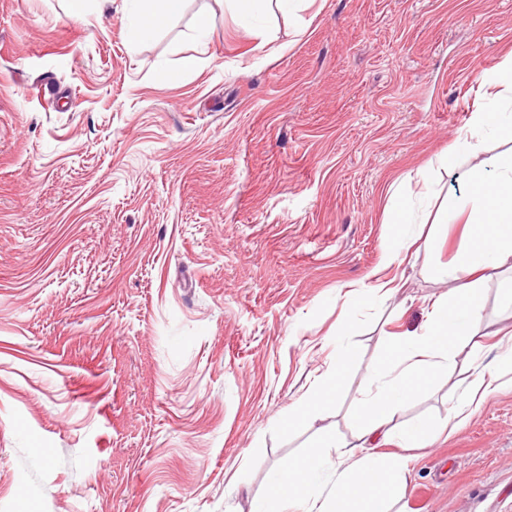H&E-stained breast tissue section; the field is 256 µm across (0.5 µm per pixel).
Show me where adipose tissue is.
Returning a JSON list of instances; mask_svg holds the SVG:
<instances>
[{
  "label": "adipose tissue",
  "mask_w": 512,
  "mask_h": 512,
  "mask_svg": "<svg viewBox=\"0 0 512 512\" xmlns=\"http://www.w3.org/2000/svg\"><path fill=\"white\" fill-rule=\"evenodd\" d=\"M135 2L137 11L125 30L132 42L145 43L166 21L182 14L187 0ZM226 2L240 25L257 32L266 15L277 11L293 17L311 0ZM488 130L511 131L512 113H475L470 127L459 133L458 147L479 151L482 135ZM457 192L461 206L445 210L442 221H465L467 232L457 247L452 269L440 272L454 285L430 302L422 332L391 335L387 357L363 381V399L356 412L361 438L366 443L381 437L394 440L397 453L378 456L361 455L353 448L339 450L343 463L334 467L323 451L337 448L338 441L334 433H326L320 450L291 462L270 480L255 512H391L399 500L403 478L413 461L412 449L428 445L433 436L421 426L398 429L395 418L416 393L454 367L463 351L482 349L480 284L485 272L512 262V165L503 167L492 180L484 170H471L463 176ZM511 372L510 345L499 353L494 370L474 376L449 411L445 430H458L500 389L504 374Z\"/></svg>",
  "instance_id": "ef3b65f1"
}]
</instances>
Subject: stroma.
Here are the masks:
<instances>
[{"mask_svg":"<svg viewBox=\"0 0 512 512\" xmlns=\"http://www.w3.org/2000/svg\"><path fill=\"white\" fill-rule=\"evenodd\" d=\"M131 9L0 0V512H251L325 432L356 443L362 379L449 288L452 174L512 163V135L454 147L512 0H314L267 44L188 0L136 46ZM397 231L444 245L391 263ZM510 289L489 272L488 329L512 330ZM340 350L334 396L289 424ZM471 378L458 362L397 424L438 429ZM415 454L398 512H512V387Z\"/></svg>","mask_w":512,"mask_h":512,"instance_id":"1","label":"stroma"}]
</instances>
